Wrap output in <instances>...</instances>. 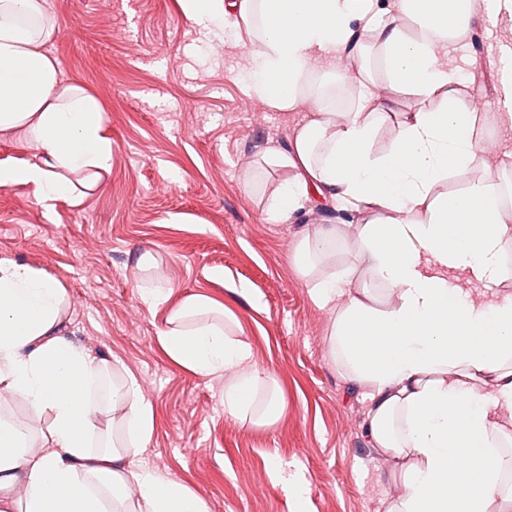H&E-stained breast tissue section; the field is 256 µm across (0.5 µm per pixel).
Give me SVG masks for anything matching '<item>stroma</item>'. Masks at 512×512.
<instances>
[{
    "mask_svg": "<svg viewBox=\"0 0 512 512\" xmlns=\"http://www.w3.org/2000/svg\"><path fill=\"white\" fill-rule=\"evenodd\" d=\"M59 32L49 46L63 76L104 108L112 169L83 198L45 210L23 185L0 187V259L33 265L68 292L67 333L134 374L155 411L137 462L182 481L208 512H289L283 464L306 489L305 512H385L394 484L362 433L365 401L328 354L332 314L299 275L293 245L308 224H362V211L318 205L269 223L266 204L283 174L259 168L286 144L297 116L269 111L246 87L232 45L210 52L178 0H48ZM512 20L471 25L450 56L462 99L476 115L497 108L500 43ZM151 256L174 288L140 298ZM223 278H214V270ZM223 303L239 320L259 367L277 379L285 410L273 426L224 412V379L172 361L158 341L188 294Z\"/></svg>",
    "mask_w": 512,
    "mask_h": 512,
    "instance_id": "35a3bbf8",
    "label": "stroma"
}]
</instances>
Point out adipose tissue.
Returning a JSON list of instances; mask_svg holds the SVG:
<instances>
[{
	"label": "adipose tissue",
	"mask_w": 512,
	"mask_h": 512,
	"mask_svg": "<svg viewBox=\"0 0 512 512\" xmlns=\"http://www.w3.org/2000/svg\"><path fill=\"white\" fill-rule=\"evenodd\" d=\"M179 2L210 50L228 34L244 49L248 92L271 111L314 103L289 144L263 155L291 173L268 198V221L315 199L386 215L352 230L311 224L294 245L312 299L336 307L331 355L367 402L379 479L397 486L386 512H512V293L494 292L512 281V186L484 158L448 62L474 19L512 18V0ZM56 33L47 0H0V134L38 157L0 161V186H30L47 210L112 168L99 99L63 78L47 51ZM499 52L501 106L483 120L511 133L512 45ZM373 55L383 79L361 83L350 111L314 96L312 78L332 76L341 57L363 67ZM391 114L398 130L376 152ZM451 177L463 188L440 191ZM341 251L350 263L316 273L317 258ZM67 305L61 282L0 259V397H23L48 417L36 434L0 420V512H208L185 484L131 459L152 437L153 407L134 376L103 390L111 363L67 336ZM224 317L212 298L186 295L159 342L188 371L223 376L225 414L274 424L284 412L276 381ZM261 388L273 397L257 412Z\"/></svg>",
	"instance_id": "adipose-tissue-1"
}]
</instances>
